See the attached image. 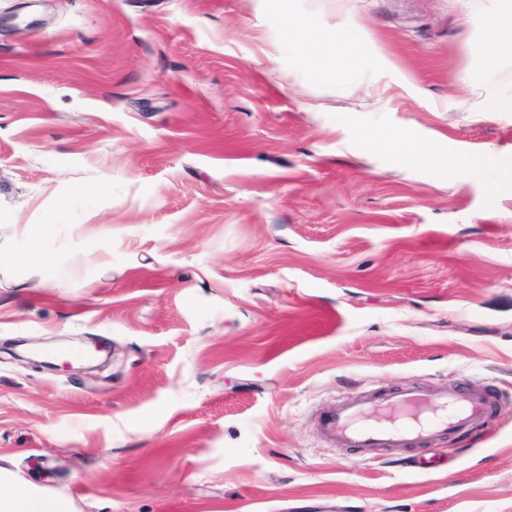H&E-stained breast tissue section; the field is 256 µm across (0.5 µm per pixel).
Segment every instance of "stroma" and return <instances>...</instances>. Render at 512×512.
Masks as SVG:
<instances>
[{"instance_id": "35a3bbf8", "label": "stroma", "mask_w": 512, "mask_h": 512, "mask_svg": "<svg viewBox=\"0 0 512 512\" xmlns=\"http://www.w3.org/2000/svg\"><path fill=\"white\" fill-rule=\"evenodd\" d=\"M487 2L295 0L388 62L305 75L274 0H0V464L76 512H512ZM405 127L497 164L437 181L367 148ZM75 342L98 360L37 354ZM456 383L495 398L479 438L369 459L320 431L342 399Z\"/></svg>"}]
</instances>
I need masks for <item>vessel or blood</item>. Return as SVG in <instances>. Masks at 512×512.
I'll return each mask as SVG.
<instances>
[{"label": "vessel or blood", "instance_id": "1", "mask_svg": "<svg viewBox=\"0 0 512 512\" xmlns=\"http://www.w3.org/2000/svg\"><path fill=\"white\" fill-rule=\"evenodd\" d=\"M494 398L486 390L458 384L440 392L419 386L341 401L320 422L322 433L341 448L374 456L385 448L430 443L482 422Z\"/></svg>", "mask_w": 512, "mask_h": 512}]
</instances>
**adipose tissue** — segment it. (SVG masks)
<instances>
[{
    "label": "adipose tissue",
    "mask_w": 512,
    "mask_h": 512,
    "mask_svg": "<svg viewBox=\"0 0 512 512\" xmlns=\"http://www.w3.org/2000/svg\"><path fill=\"white\" fill-rule=\"evenodd\" d=\"M288 52L297 70L316 73L328 70L335 62L337 48H345L349 68L367 70L374 57L363 47L357 24L346 27L322 25L314 14L294 15L289 28ZM471 51L482 62L487 74H494L504 57H512V0H493L480 20V36ZM375 146L393 150L426 166L438 179L483 176L493 165L491 158L444 153L433 140L419 138L402 129L385 137H373ZM0 512H71L68 500L20 482L0 467Z\"/></svg>",
    "instance_id": "adipose-tissue-1"
}]
</instances>
